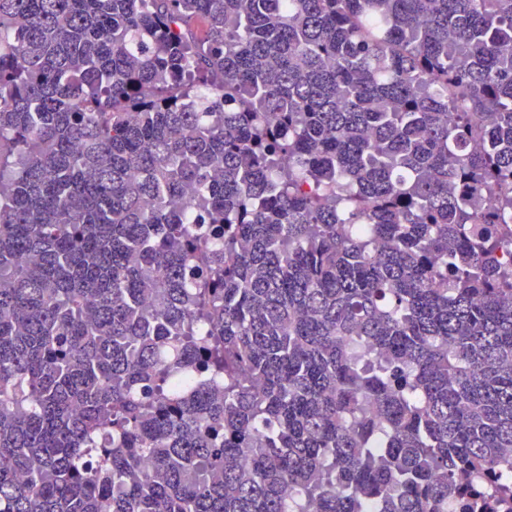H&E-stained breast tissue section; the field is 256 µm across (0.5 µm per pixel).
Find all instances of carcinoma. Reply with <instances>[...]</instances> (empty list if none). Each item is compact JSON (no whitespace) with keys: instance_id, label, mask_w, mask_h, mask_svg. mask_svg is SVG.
<instances>
[{"instance_id":"cac0c4a2","label":"carcinoma","mask_w":512,"mask_h":512,"mask_svg":"<svg viewBox=\"0 0 512 512\" xmlns=\"http://www.w3.org/2000/svg\"><path fill=\"white\" fill-rule=\"evenodd\" d=\"M460 472L512 508V0H0V512Z\"/></svg>"}]
</instances>
